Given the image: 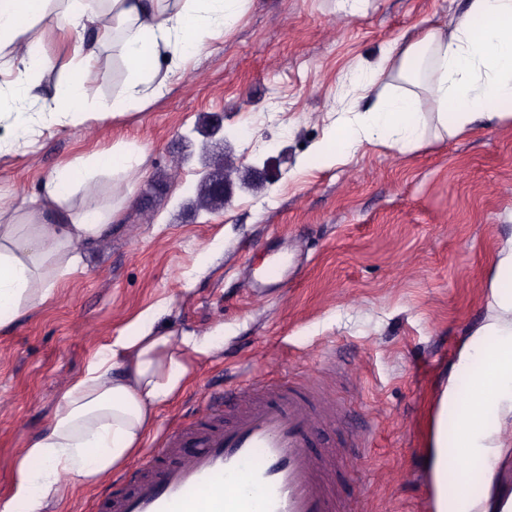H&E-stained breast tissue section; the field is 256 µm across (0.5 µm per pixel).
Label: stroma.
Masks as SVG:
<instances>
[{"label":"stroma","mask_w":512,"mask_h":512,"mask_svg":"<svg viewBox=\"0 0 512 512\" xmlns=\"http://www.w3.org/2000/svg\"><path fill=\"white\" fill-rule=\"evenodd\" d=\"M465 0H250L197 55L162 62L168 81L121 117L99 111L125 76L112 49L98 60L97 100L81 123L34 126L26 146L0 149V200L20 233L41 183L76 158L116 145L143 149L134 190L98 179V203L121 205L111 234L82 248L52 297L0 329V499L20 448L53 415L59 392L89 358L146 311L175 337L214 333L189 353L184 388L160 406L141 451L189 416L204 391L251 375L311 372L351 406V434L369 461L365 512H434L425 450L449 375L460 398L470 370L458 354L492 315L491 283L512 248V125L462 138L427 135L401 152L367 143L338 165L311 162L358 74L400 86L392 59ZM64 78L76 33L51 19L32 31ZM259 116L252 142L236 131ZM227 192L197 207L206 174ZM301 253L291 281L259 292L269 259ZM336 347L347 370L326 374Z\"/></svg>","instance_id":"35a3bbf8"}]
</instances>
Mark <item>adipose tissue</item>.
Listing matches in <instances>:
<instances>
[{
  "label": "adipose tissue",
  "instance_id": "obj_1",
  "mask_svg": "<svg viewBox=\"0 0 512 512\" xmlns=\"http://www.w3.org/2000/svg\"><path fill=\"white\" fill-rule=\"evenodd\" d=\"M0 0V56L9 57L17 75L9 91H0V112H8L17 138L33 121L52 123L60 115L80 122L95 96V67L100 48L119 44L118 56L128 75L112 101L113 114L139 103L145 86L163 84L161 58L176 51L198 54L207 36L224 31L241 14L247 0ZM51 17L75 30L78 40L68 75L53 87L50 103L28 115L35 77L49 61L30 35L34 22ZM403 89L378 96L364 115H342L332 138L316 147V162L339 163L363 144L380 140L404 151L428 132L420 111L422 93L435 104L436 130L450 138L475 128L512 123V0H468L464 14L443 26L426 29L396 58ZM140 150L116 146L77 159L57 170L41 186L37 233L19 235L14 214L0 206V329L24 317L47 300L54 289L49 259L65 271L80 264L79 249L109 232L117 208L96 210L94 219L73 216L67 201L84 190L94 203V178L121 177L131 184L142 176ZM496 314L477 329L461 365L480 361L470 397L458 406L455 387H448L443 407L456 409L452 431H437L427 451L436 483L447 481V459L466 452L477 460L501 454L496 439L501 426L490 416L512 414V253L500 259L493 282ZM154 313H143L131 329L112 338L87 363L83 374L60 394L45 428L20 449L11 495L0 512H54L77 485L92 486L110 475L138 449L157 408L184 387L188 352L203 353L212 336L157 333Z\"/></svg>",
  "mask_w": 512,
  "mask_h": 512
}]
</instances>
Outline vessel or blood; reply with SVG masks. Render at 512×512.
<instances>
[{
  "mask_svg": "<svg viewBox=\"0 0 512 512\" xmlns=\"http://www.w3.org/2000/svg\"><path fill=\"white\" fill-rule=\"evenodd\" d=\"M351 410L310 381L256 376L204 397V411L97 493L92 512H356L364 493L340 492L360 460L345 439L318 448L324 423L345 430Z\"/></svg>",
  "mask_w": 512,
  "mask_h": 512,
  "instance_id": "b4317fda",
  "label": "vessel or blood"
}]
</instances>
